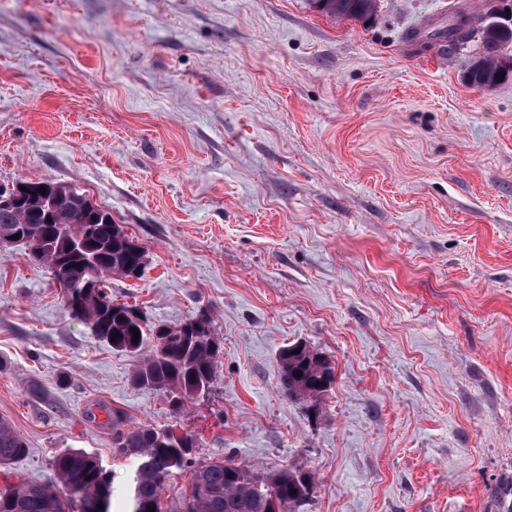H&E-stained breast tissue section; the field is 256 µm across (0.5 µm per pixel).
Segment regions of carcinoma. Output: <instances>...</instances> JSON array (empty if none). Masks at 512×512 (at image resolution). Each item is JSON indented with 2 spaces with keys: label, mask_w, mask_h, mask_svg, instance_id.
Here are the masks:
<instances>
[{
  "label": "carcinoma",
  "mask_w": 512,
  "mask_h": 512,
  "mask_svg": "<svg viewBox=\"0 0 512 512\" xmlns=\"http://www.w3.org/2000/svg\"><path fill=\"white\" fill-rule=\"evenodd\" d=\"M310 7L327 16L373 24L379 0H309ZM462 11L449 13L448 24L426 35L425 43L445 42L456 49L473 38V27L459 23ZM485 54L473 61L467 80L473 86L494 87L512 79V59L502 55L512 44V26L482 39ZM20 233V241L39 250L30 254L48 269L63 291L69 315L89 326L96 338L138 363L133 385L161 392L178 413L208 392L215 377L219 346L209 326L189 319L181 325L151 324L134 307L119 303L108 291L114 275L128 276L146 254L145 247L112 216L92 203L87 194L63 186L53 196V208L0 206V233ZM139 338L132 341V329ZM278 386L290 399L323 394L335 380L329 358L310 357V349L280 354ZM301 376H296V373ZM195 439L173 427H133L115 435V450L137 460L132 487V512H161L160 497L166 479L176 470L188 473L190 494L180 512H288V507L312 495L313 478L284 469L263 475L231 458L197 464L190 458ZM27 452V444L11 423L0 418V469ZM57 482L20 481L0 486V512H70L72 505L98 502L109 512L113 479L92 454L69 449L56 456Z\"/></svg>",
  "instance_id": "obj_1"
}]
</instances>
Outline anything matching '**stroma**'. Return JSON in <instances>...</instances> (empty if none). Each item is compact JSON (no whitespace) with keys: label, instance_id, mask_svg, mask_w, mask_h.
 I'll return each instance as SVG.
<instances>
[{"label":"stroma","instance_id":"stroma-1","mask_svg":"<svg viewBox=\"0 0 512 512\" xmlns=\"http://www.w3.org/2000/svg\"><path fill=\"white\" fill-rule=\"evenodd\" d=\"M448 0L374 25L308 0H0V185L76 188L146 249L118 302L206 317L213 384L186 411L72 319L48 269L0 252V417L52 483L78 448L129 512L125 426L193 435L314 478L294 512H501L512 489V82L467 81L480 41L417 52ZM304 343L335 382L279 390Z\"/></svg>","mask_w":512,"mask_h":512}]
</instances>
